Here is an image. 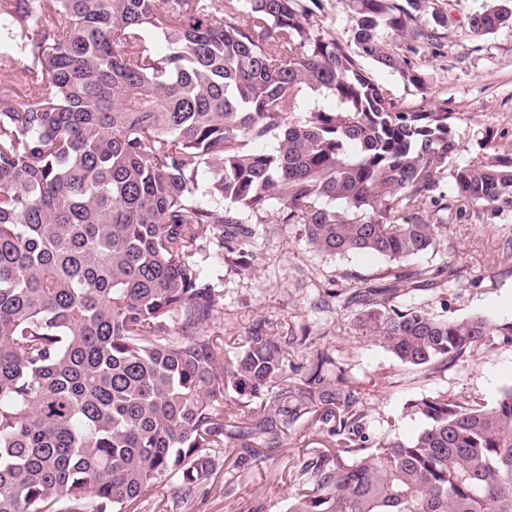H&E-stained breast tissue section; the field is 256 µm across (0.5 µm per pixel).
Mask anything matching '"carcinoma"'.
<instances>
[{
	"mask_svg": "<svg viewBox=\"0 0 512 512\" xmlns=\"http://www.w3.org/2000/svg\"><path fill=\"white\" fill-rule=\"evenodd\" d=\"M347 6L343 47L301 0H0V73L34 71L0 87V512H118L165 475L188 496L224 439L245 466L302 421L328 450L288 512H512V385L490 403L425 395L410 403L417 435L372 442L329 352L289 360L308 337L260 320L229 356L202 331L224 300L204 244L219 232L233 255L272 210L316 251L392 262L330 297L401 364L430 372L512 344V320L416 302L451 292L450 262L396 265L437 251L469 209L488 224L512 211L511 149L487 130L456 159L461 113L405 105L359 64L421 86L411 58L439 54L448 16L423 18L429 0ZM509 23L512 0H490L467 26ZM311 92L335 108H310Z\"/></svg>",
	"mask_w": 512,
	"mask_h": 512,
	"instance_id": "obj_1",
	"label": "carcinoma"
}]
</instances>
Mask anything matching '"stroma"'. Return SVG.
I'll use <instances>...</instances> for the list:
<instances>
[{
	"instance_id": "35a3bbf8",
	"label": "stroma",
	"mask_w": 512,
	"mask_h": 512,
	"mask_svg": "<svg viewBox=\"0 0 512 512\" xmlns=\"http://www.w3.org/2000/svg\"><path fill=\"white\" fill-rule=\"evenodd\" d=\"M450 22L444 30V54L421 52L415 64L423 88L408 84L400 73L374 70V78L388 86L404 103L447 100L448 108L463 113L457 130L461 158L478 149L482 131L491 129L499 144H512V25L473 39L466 32L468 17L483 0H433ZM312 23L316 31L341 45H349L354 14L340 0H320ZM477 217L448 225L441 233L439 252L404 259V267L435 266L449 258L462 271L457 288L446 300L423 293L432 313L452 317L481 315L496 322L512 320V259L503 258L501 246L512 236V212L494 224L477 229ZM251 237L242 239L245 263L234 256H209L203 268L219 278L223 309L207 332L220 337L226 350L241 346L257 320L270 323L277 335L310 332V347L292 350L300 363L310 350L324 349L340 359L347 377L359 389L368 410L372 438H408L424 425L407 410L409 400L433 391L468 393L494 400L512 384V345L497 344L464 361L426 376L401 365L386 348L361 338L352 313H331L321 302L329 293L342 292L353 279L368 278L386 266L377 255H331L307 246L299 224H256ZM297 448H266L248 466H235L238 448L210 449L213 472L204 485L184 495L176 478L165 476L121 512H251L260 504L264 512H287L292 484L303 463L321 448L323 436L310 423L297 424Z\"/></svg>"
}]
</instances>
